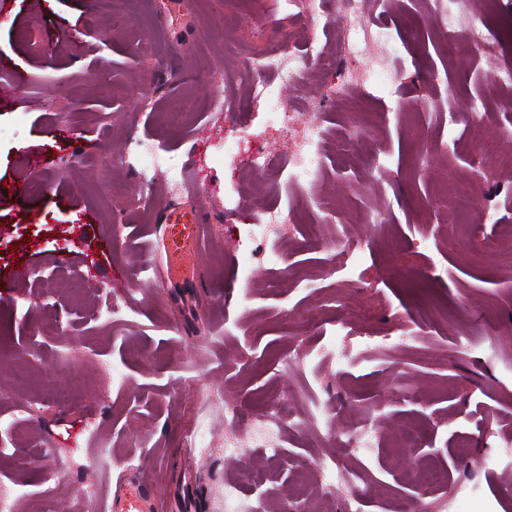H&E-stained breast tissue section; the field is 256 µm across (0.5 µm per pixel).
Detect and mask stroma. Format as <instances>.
<instances>
[{
    "instance_id": "stroma-1",
    "label": "stroma",
    "mask_w": 512,
    "mask_h": 512,
    "mask_svg": "<svg viewBox=\"0 0 512 512\" xmlns=\"http://www.w3.org/2000/svg\"><path fill=\"white\" fill-rule=\"evenodd\" d=\"M433 9L432 0L373 7L398 49L392 98L323 94L341 66H308L300 84L283 88L289 109L318 112L323 165L257 193L240 157L287 141V130L270 127L264 105L247 103L230 118L210 102L236 59L277 50L288 35L331 47L335 27L297 25L285 0H262L256 14L245 0H0V375L17 381L0 400V421L15 422L0 451V486L24 490L15 512H48L46 481L64 512H111L116 485L137 482L158 512H183L188 499L197 512H227L226 400H287L300 414L346 403L366 416L387 385L401 391L390 420L420 424V454L448 471L449 484L422 495L398 468L393 435L358 458L325 429L286 427L267 489L286 495L304 480L314 506L330 478L311 469L335 459L371 484L365 512H435L443 500L447 512H512V266L496 259L512 249V176H484L452 149L429 171L417 160L422 146L482 136L460 112L467 100L500 97V59H467L468 78L457 81L429 23ZM58 31L68 40L43 55L40 42ZM203 41L215 53L200 61ZM20 74L25 82L13 87ZM354 128L371 166L336 161L338 140ZM147 143L165 149L168 175L144 177ZM190 167L200 190L173 195L172 179ZM442 169L492 206L496 223L465 238L464 216L427 210ZM30 182L42 191L23 192ZM171 199L183 218L158 225L157 209ZM270 205L294 208L301 222L282 237L281 262L243 264L251 226ZM313 224L330 236L344 224L377 226L356 294L308 245ZM20 264L31 271L23 280ZM140 264L150 268L141 285L112 287L109 270ZM92 265L101 269L94 279ZM362 308L363 333L407 342L356 349L340 364L316 358L337 318L353 321ZM464 335L476 343L466 358L454 351ZM296 346L311 357L280 372ZM50 381L72 405L45 408ZM466 435L474 445L461 458L454 443ZM46 448L55 456L43 457ZM189 456L197 471H186Z\"/></svg>"
}]
</instances>
